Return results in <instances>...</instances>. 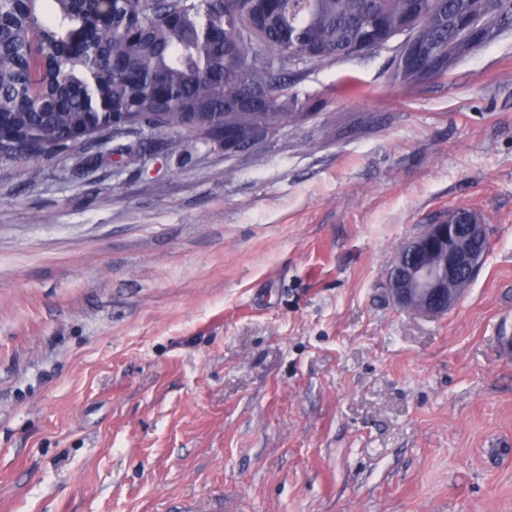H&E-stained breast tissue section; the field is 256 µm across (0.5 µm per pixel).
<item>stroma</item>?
<instances>
[{
	"instance_id": "1",
	"label": "stroma",
	"mask_w": 512,
	"mask_h": 512,
	"mask_svg": "<svg viewBox=\"0 0 512 512\" xmlns=\"http://www.w3.org/2000/svg\"><path fill=\"white\" fill-rule=\"evenodd\" d=\"M401 43L246 153L0 161V512H512V26L408 95ZM459 208L461 299L394 305ZM462 233L469 239H488L485 224H480L471 211L457 209L448 214L447 223L428 224L420 236L398 249L399 256L394 258L399 261L398 271L388 281V291L397 305L437 316L457 303L462 295L460 289L469 282L465 276L460 278L462 272L471 271L473 279L483 257L472 259L469 265V255L461 250L458 241ZM469 239H464L469 250L479 255L486 252L482 242ZM455 281L454 285L461 288H449Z\"/></svg>"
}]
</instances>
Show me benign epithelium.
<instances>
[{
	"label": "benign epithelium",
	"instance_id": "1",
	"mask_svg": "<svg viewBox=\"0 0 512 512\" xmlns=\"http://www.w3.org/2000/svg\"><path fill=\"white\" fill-rule=\"evenodd\" d=\"M404 60L414 71L428 70L414 45L406 46ZM463 234L470 239L488 238L486 226L471 211L457 209L448 214V222L430 224L420 236L404 243L397 256L398 271L388 281V291L397 305L437 316L457 303L462 291L451 284L464 271L476 273L481 263L461 250Z\"/></svg>",
	"mask_w": 512,
	"mask_h": 512
}]
</instances>
